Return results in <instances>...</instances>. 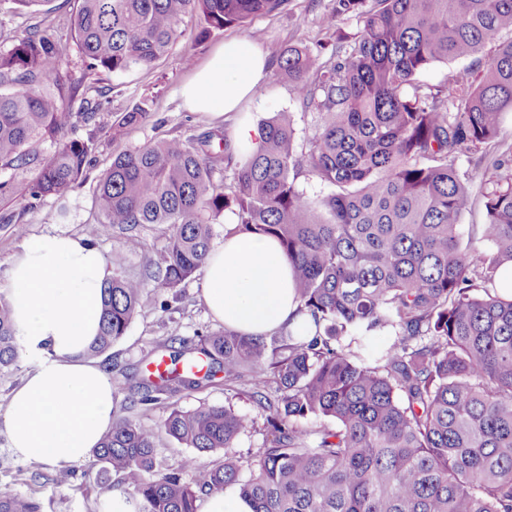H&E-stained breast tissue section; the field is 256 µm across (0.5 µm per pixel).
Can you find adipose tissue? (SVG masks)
I'll list each match as a JSON object with an SVG mask.
<instances>
[{"label":"adipose tissue","instance_id":"ef3b65f1","mask_svg":"<svg viewBox=\"0 0 512 512\" xmlns=\"http://www.w3.org/2000/svg\"><path fill=\"white\" fill-rule=\"evenodd\" d=\"M268 54L246 38L230 39L181 88L183 106L214 116L238 113V158L257 151L259 132L242 115L268 73ZM202 298L225 327L272 333L297 316L291 268L279 243L237 234L213 247ZM107 260L86 237L47 235L26 246L11 267L13 320L27 345L49 359L14 390L5 419L11 451L34 463L66 467L88 460L112 425L113 390L83 352L97 335Z\"/></svg>","mask_w":512,"mask_h":512}]
</instances>
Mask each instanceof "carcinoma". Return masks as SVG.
Instances as JSON below:
<instances>
[{
  "instance_id": "cac0c4a2",
  "label": "carcinoma",
  "mask_w": 512,
  "mask_h": 512,
  "mask_svg": "<svg viewBox=\"0 0 512 512\" xmlns=\"http://www.w3.org/2000/svg\"><path fill=\"white\" fill-rule=\"evenodd\" d=\"M283 2L81 0L70 29L89 70L123 73L164 56L193 14L207 34ZM347 15L362 26L334 60L297 47L277 56L278 72L318 113L308 152H298L282 112L261 124V148L243 161L227 134L204 131L119 155L99 182L104 223L167 224L171 234L139 278L124 271L139 239L112 251L85 356L126 335L147 281L172 289L195 275L226 211L236 224L225 233L279 242L308 324L265 336L224 329L193 351L166 348L172 363L200 367L145 379L139 403L222 372L228 385L247 382L271 440L241 456L234 448L253 420L226 406L175 407L162 429L192 452L169 470L154 431L116 417L93 452L95 485L125 512H199L204 497L230 486L253 512H512V295L497 287L512 265V182H501L509 159H492L488 221L466 240L459 221L473 186L454 166L494 141L512 112V39L477 72L450 70L436 88L414 83L428 66L475 57L512 32V0H334L322 26ZM63 55L40 26L0 50V166L37 170L1 191L62 197L83 175L90 145L62 137L97 105L82 98L74 107ZM221 164L232 169L228 185L214 181ZM302 173L337 191L309 198ZM379 332L390 342L375 353ZM18 340L1 293L0 376L16 365ZM219 450L224 457L203 461ZM0 512L43 504L1 491Z\"/></svg>"
}]
</instances>
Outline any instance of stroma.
Returning a JSON list of instances; mask_svg holds the SVG:
<instances>
[{
  "mask_svg": "<svg viewBox=\"0 0 512 512\" xmlns=\"http://www.w3.org/2000/svg\"><path fill=\"white\" fill-rule=\"evenodd\" d=\"M79 6L80 0H44L37 6L0 13L1 49L10 47L33 25L44 21L51 24L56 39L67 47L65 67L78 87L79 97L100 104L92 120H76L74 129L68 132L69 137L92 144L90 163L74 188L62 197L37 200L0 193V293L6 295L12 290L11 263L25 245L59 232L81 236L88 225L102 223L97 188L116 156L159 139L187 140L212 129L232 131L233 117L220 121L188 111L180 97V87L193 66L204 64L225 40L245 37L271 55L288 46L306 47L326 61L337 36L354 37L360 28L358 18L350 15L338 22L336 31L321 30L319 19L331 9L332 0H284L274 12L207 35L201 34L200 22L189 23L184 37L151 67L112 74L87 70L81 52L71 42L67 22ZM140 106L148 109L147 119L134 125L122 124V116ZM246 110L257 124L278 113H288L298 150H308L318 115L302 106L286 76L268 72L258 97L247 104ZM135 233L142 246L127 255L126 272L131 276L141 275L148 258L164 249L171 230L165 224H141ZM203 278V272H196L194 278L173 290L148 283L143 306L126 335L94 359L112 384L114 415L158 431V454L164 466L170 468L178 467L186 453L183 446L159 431L173 407L226 405L257 420L260 415L245 386L225 385L220 376L148 407L130 402L138 378L161 354L163 345L190 349L206 335L223 330V323L212 318L202 300ZM47 358L46 352L22 348L14 371L0 379V491L35 497L43 503L45 512H98L92 462L67 467L31 463L13 455L7 446L3 421L11 395Z\"/></svg>",
  "mask_w": 512,
  "mask_h": 512,
  "instance_id": "1",
  "label": "stroma"
}]
</instances>
